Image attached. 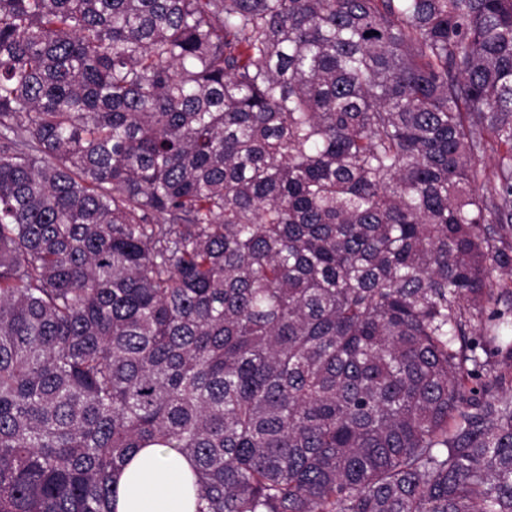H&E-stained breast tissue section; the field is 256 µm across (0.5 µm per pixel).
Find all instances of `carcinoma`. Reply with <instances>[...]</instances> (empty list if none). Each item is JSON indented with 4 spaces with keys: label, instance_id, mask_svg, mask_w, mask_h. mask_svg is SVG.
Returning a JSON list of instances; mask_svg holds the SVG:
<instances>
[{
    "label": "carcinoma",
    "instance_id": "1",
    "mask_svg": "<svg viewBox=\"0 0 512 512\" xmlns=\"http://www.w3.org/2000/svg\"><path fill=\"white\" fill-rule=\"evenodd\" d=\"M504 272L512 0H0V512H512ZM194 462L173 448H140L117 479L115 512H196Z\"/></svg>",
    "mask_w": 512,
    "mask_h": 512
}]
</instances>
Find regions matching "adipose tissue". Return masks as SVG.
Returning a JSON list of instances; mask_svg holds the SVG:
<instances>
[{"label":"adipose tissue","instance_id":"1","mask_svg":"<svg viewBox=\"0 0 512 512\" xmlns=\"http://www.w3.org/2000/svg\"><path fill=\"white\" fill-rule=\"evenodd\" d=\"M194 462L172 448L139 449L117 479L115 512H196Z\"/></svg>","mask_w":512,"mask_h":512}]
</instances>
